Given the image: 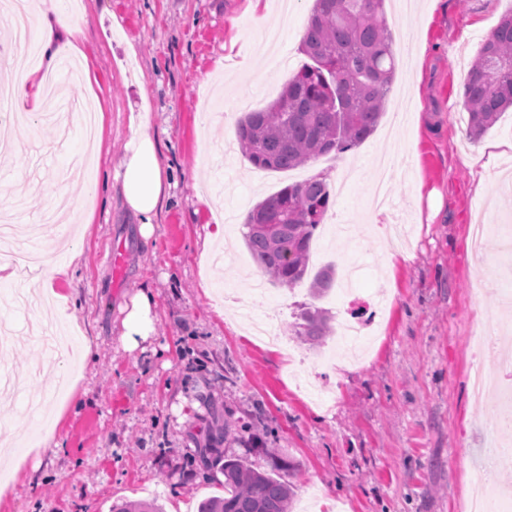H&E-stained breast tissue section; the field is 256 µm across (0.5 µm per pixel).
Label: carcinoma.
Segmentation results:
<instances>
[{
  "instance_id": "obj_1",
  "label": "carcinoma",
  "mask_w": 512,
  "mask_h": 512,
  "mask_svg": "<svg viewBox=\"0 0 512 512\" xmlns=\"http://www.w3.org/2000/svg\"><path fill=\"white\" fill-rule=\"evenodd\" d=\"M384 0H314L301 42L309 59L279 97L248 112L237 128L243 156L255 167L278 171L305 165L363 143L385 110L396 59L384 17ZM469 137L480 139L512 107V13L480 44L463 85ZM326 181L289 184L247 214L245 245L269 280L290 288L308 277L313 236L330 206ZM310 278V277H308ZM336 281L327 265L309 282L320 298ZM295 335L315 345L332 333L328 311L303 312ZM224 496L208 498L198 512H290L292 491L279 477L243 460H224ZM112 512H161L128 501Z\"/></svg>"
}]
</instances>
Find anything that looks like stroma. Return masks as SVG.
Here are the masks:
<instances>
[{"label":"stroma","mask_w":512,"mask_h":512,"mask_svg":"<svg viewBox=\"0 0 512 512\" xmlns=\"http://www.w3.org/2000/svg\"><path fill=\"white\" fill-rule=\"evenodd\" d=\"M79 2L88 19L78 47L97 81L72 89L105 107L92 160L58 181L80 129L65 136L56 120L35 117L0 162V183L23 201L25 221L82 196L86 178L99 187L91 223L74 214L41 227L44 250L79 245L69 276L53 284L69 296L67 310L17 307L26 272L0 286V316L18 324L9 368L27 385L22 394L0 391V423L19 460L0 468V512H112L113 503L138 500L198 512L223 494L224 462L238 457L289 482L293 512H468L477 482L505 483L476 466L496 431L498 389L474 403L467 377L476 364L491 376L501 371L498 353H476L473 329L512 320L502 294L512 275L497 253L477 260L470 242L475 224L512 234V152H489L512 141V110L470 140L462 92L476 50L512 0H385L397 67L376 130L358 147L260 182L236 128L305 63L314 0H260L255 9L250 0ZM144 107L172 174L147 246L114 186L129 117ZM381 156L403 175L389 181L386 213L373 214L365 205ZM315 176L331 204L310 268L334 265V287L318 300L303 285L252 296L263 274L244 244L248 211ZM219 226L224 237L211 248L219 259L202 265L201 244ZM146 287L155 332L127 351L120 309ZM346 287L388 305L359 363L330 358L337 336L297 342L332 395L319 407L297 388L290 353L260 342L224 298L238 295L259 317L278 314L290 337L302 306L337 312ZM36 324L60 325L72 348L90 342L87 367L53 356L30 334ZM49 434L59 443L53 452L36 444Z\"/></svg>","instance_id":"1"}]
</instances>
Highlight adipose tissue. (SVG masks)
<instances>
[{
    "mask_svg": "<svg viewBox=\"0 0 512 512\" xmlns=\"http://www.w3.org/2000/svg\"><path fill=\"white\" fill-rule=\"evenodd\" d=\"M60 0H28L31 20L40 42V65L29 70L15 91L16 97L30 105L31 114L43 108L44 75L53 71L60 57L76 52L73 38L79 21L59 7ZM120 193L126 206L140 216L138 234L149 241L154 232L153 220L170 187V174L151 130L148 114L130 118V138L121 160ZM121 344L131 351L147 340L155 330V297L151 289H140L123 309Z\"/></svg>",
    "mask_w": 512,
    "mask_h": 512,
    "instance_id": "obj_1",
    "label": "adipose tissue"
}]
</instances>
